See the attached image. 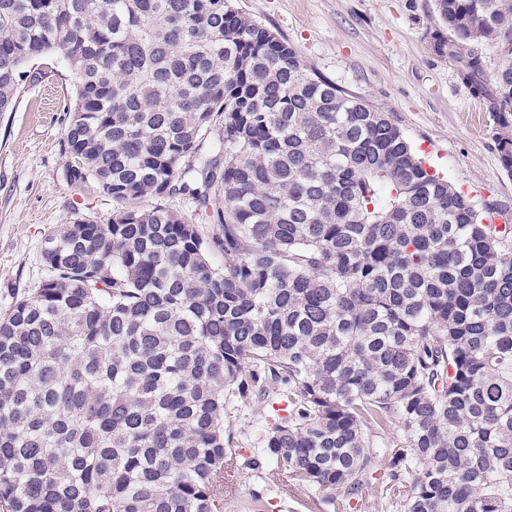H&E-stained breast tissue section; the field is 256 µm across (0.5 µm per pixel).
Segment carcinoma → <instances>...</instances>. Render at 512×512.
<instances>
[{
	"instance_id": "obj_1",
	"label": "carcinoma",
	"mask_w": 512,
	"mask_h": 512,
	"mask_svg": "<svg viewBox=\"0 0 512 512\" xmlns=\"http://www.w3.org/2000/svg\"><path fill=\"white\" fill-rule=\"evenodd\" d=\"M436 13L433 49L473 95L477 45L503 57L511 170L512 0ZM49 53L76 83L67 177L117 209L49 235L48 277L0 313V512H223L231 471L262 482L251 512L269 487L334 508L383 455L405 512H512L496 204L231 0H0L1 113ZM255 399L282 408L245 455L225 420Z\"/></svg>"
}]
</instances>
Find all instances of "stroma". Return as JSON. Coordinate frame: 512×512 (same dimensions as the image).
I'll return each instance as SVG.
<instances>
[{
	"mask_svg": "<svg viewBox=\"0 0 512 512\" xmlns=\"http://www.w3.org/2000/svg\"><path fill=\"white\" fill-rule=\"evenodd\" d=\"M319 73L394 123L427 164L476 201L489 200L512 217V172L500 161L490 103L473 96L458 63L431 49L434 0H234ZM75 81L60 59L25 67L12 111L0 115V311L13 291L46 277L42 249L54 227L79 215L108 224L116 208L94 184L66 177L73 160L61 141L75 102ZM245 451L259 447L271 424L265 403L232 412ZM379 464L345 512H404L380 487Z\"/></svg>",
	"mask_w": 512,
	"mask_h": 512,
	"instance_id": "obj_1",
	"label": "stroma"
}]
</instances>
